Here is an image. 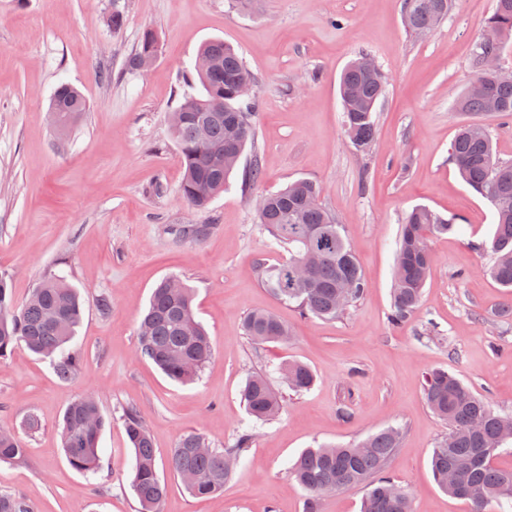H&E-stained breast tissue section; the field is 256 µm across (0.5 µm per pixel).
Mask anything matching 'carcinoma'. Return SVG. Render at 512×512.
Instances as JSON below:
<instances>
[{
	"mask_svg": "<svg viewBox=\"0 0 512 512\" xmlns=\"http://www.w3.org/2000/svg\"><path fill=\"white\" fill-rule=\"evenodd\" d=\"M451 0H403L404 21L413 33H422L448 17ZM486 26L499 33L500 44L479 39L472 64L480 88L465 91L455 102L460 112H479L512 119V83L479 73L481 56L503 53L512 41V0H496ZM155 33H141L136 52L126 68L138 70L139 59L158 53ZM197 56L210 60L209 68L193 69L186 82L199 83V96L187 94L173 112L172 137L183 177L182 199L195 209L207 208L224 191L247 147L254 142V97H240L238 87L253 84V77L235 49L220 39L204 43ZM359 54L341 74L339 94L344 132L359 153L370 150L375 136L376 106L386 93V78ZM51 105L60 108L61 127L87 111V101L77 88L59 85ZM450 159L462 179L485 197L494 208L496 228L490 242L478 249L494 256L487 274L501 287L512 288V163L494 156L489 132L473 124L460 127L451 146ZM320 186L307 179L289 183L279 192L263 196L264 207L256 211L257 223L288 248V261L260 267L262 285L277 299L303 315L334 319L361 298L366 281L345 225L339 223L320 201ZM455 224L420 206L406 213L400 228L389 322L404 323L417 309L427 280L432 254L431 235L453 231ZM209 224H179L172 234L180 241L202 242ZM169 287L160 281L149 306L138 322V354L151 360L170 380L187 383L199 377L212 356L204 326L193 309L194 289L185 281ZM83 304L75 289L63 278L50 277L33 289L21 306L14 305L7 276L0 275V359L16 348L53 362L61 379L78 370L82 355L73 346L76 328L83 317ZM244 335L258 344L285 343L288 325L270 313H249L242 324ZM280 378L297 394L309 391L315 375L305 364L287 362L278 367ZM424 397L428 407L448 424V437L433 449L431 468L440 488L448 495L465 498L472 512H486L495 502L500 512L512 508V469L491 464L503 448L512 447V415L491 410L460 379L435 369L426 377ZM242 399L250 417L266 422L280 413L282 403L264 374L248 377ZM126 435L135 453L132 487L141 512H160L166 494L157 473L155 450L138 408L122 409ZM107 420L89 396L74 399L66 408L61 441L70 465L82 472H96L100 463V438ZM402 430L390 427L368 435L349 447L323 446L304 450L288 470L307 494L306 512H319L320 499L328 493L368 488L362 512H413L412 496L386 474L387 465L399 448ZM251 430L238 435L233 446L213 448L198 432L182 434L169 459L170 470L196 497L214 495L224 488L241 454L252 440ZM27 448L14 433L0 429V462L16 463ZM0 512H33L23 497L0 491Z\"/></svg>",
	"mask_w": 512,
	"mask_h": 512,
	"instance_id": "obj_1",
	"label": "carcinoma"
}]
</instances>
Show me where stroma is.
<instances>
[{"label":"stroma","mask_w":512,"mask_h":512,"mask_svg":"<svg viewBox=\"0 0 512 512\" xmlns=\"http://www.w3.org/2000/svg\"><path fill=\"white\" fill-rule=\"evenodd\" d=\"M403 0H258L251 13L229 0H0V274L15 301L47 276H65L85 306L76 375L59 379L48 359L16 349L0 359V429L19 435L24 461L0 464V489L34 512H139L134 453L121 414L139 408L166 484L161 512H305L306 493L287 469L306 448L346 446L403 427L388 474L412 495L414 512H471L436 485L430 457L448 434L424 399L426 375L455 374L494 411L512 413V289L485 273L478 243L494 233L490 202L450 160L460 125L490 132L499 161L512 162V120L460 112L475 76L474 43L493 0H454L435 29L410 33ZM127 16L113 31V8ZM161 51L145 72L126 68L143 29ZM221 38L255 79V140L229 186L207 209L178 194L183 177L169 130L200 45ZM387 77L375 143L357 153L342 128L338 81L359 52ZM77 87L90 107L67 130L50 112L55 88ZM262 181L244 185L252 160ZM316 181L344 224L368 286L341 317L303 316L264 288L260 267L288 251L256 222L259 196L297 179ZM424 206L454 220L431 237L433 265L420 305L388 321L401 218ZM173 224H208L199 244L177 241ZM195 290L213 355L198 379L176 384L137 358L138 317L163 277ZM112 303L109 315L99 298ZM265 311L294 331L285 344L255 345L241 323ZM307 364L315 385L298 395L276 368ZM266 373L283 401L275 419L252 424L240 398ZM91 396L108 424L98 473L73 469L61 448L68 404ZM39 426L27 427L29 418ZM254 439L220 494L192 496L168 467L179 436L196 431L214 447Z\"/></svg>","instance_id":"1"}]
</instances>
